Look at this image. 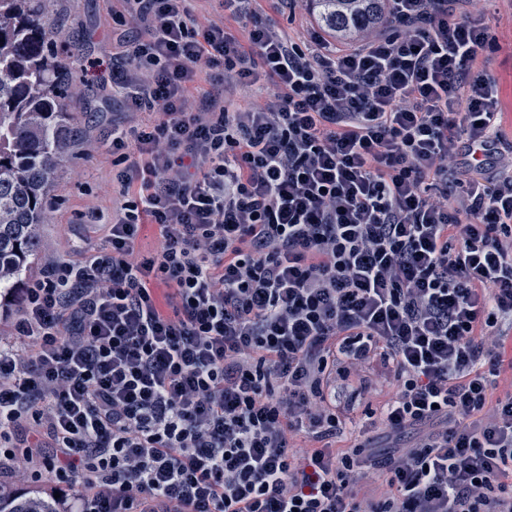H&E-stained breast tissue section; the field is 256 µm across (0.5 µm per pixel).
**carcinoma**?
I'll list each match as a JSON object with an SVG mask.
<instances>
[{
  "label": "carcinoma",
  "mask_w": 512,
  "mask_h": 512,
  "mask_svg": "<svg viewBox=\"0 0 512 512\" xmlns=\"http://www.w3.org/2000/svg\"><path fill=\"white\" fill-rule=\"evenodd\" d=\"M49 0H0V289L26 278L37 257L54 177L70 160L67 101L82 93L58 58ZM337 40L382 25L383 0H309ZM0 512H56L54 497L0 493Z\"/></svg>",
  "instance_id": "1"
}]
</instances>
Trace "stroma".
I'll return each mask as SVG.
<instances>
[{
    "instance_id": "stroma-1",
    "label": "stroma",
    "mask_w": 512,
    "mask_h": 512,
    "mask_svg": "<svg viewBox=\"0 0 512 512\" xmlns=\"http://www.w3.org/2000/svg\"><path fill=\"white\" fill-rule=\"evenodd\" d=\"M115 0H51L49 12L59 25L54 39L63 66L82 87L68 108L77 119L71 164L57 174L51 209L41 227V258L79 259V247L106 245V224L112 214V157L105 142L112 130L124 126L127 114L121 101L108 98L85 72L100 47L132 26L113 23ZM484 21L498 37L499 47L489 53L485 68L499 83L507 133L512 136V0H490Z\"/></svg>"
}]
</instances>
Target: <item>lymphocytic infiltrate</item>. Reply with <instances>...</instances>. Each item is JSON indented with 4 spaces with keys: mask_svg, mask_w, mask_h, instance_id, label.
I'll return each mask as SVG.
<instances>
[{
    "mask_svg": "<svg viewBox=\"0 0 512 512\" xmlns=\"http://www.w3.org/2000/svg\"><path fill=\"white\" fill-rule=\"evenodd\" d=\"M119 2L126 67L90 64L129 116L109 246L21 290L0 485L49 476L58 512H512V156L483 0H386L341 44L249 0ZM207 68L272 89L233 107ZM275 0H253L252 9L259 15L265 16L270 15L275 18L279 24L283 27L288 28V31L300 32L305 26V18L296 13L295 15L291 14L289 18L290 11L289 8L280 7V11L277 12L273 9V2Z\"/></svg>",
    "mask_w": 512,
    "mask_h": 512,
    "instance_id": "lymphocytic-infiltrate-1",
    "label": "lymphocytic infiltrate"
}]
</instances>
